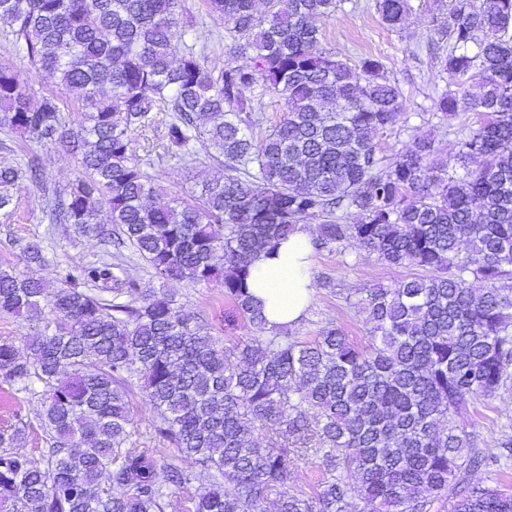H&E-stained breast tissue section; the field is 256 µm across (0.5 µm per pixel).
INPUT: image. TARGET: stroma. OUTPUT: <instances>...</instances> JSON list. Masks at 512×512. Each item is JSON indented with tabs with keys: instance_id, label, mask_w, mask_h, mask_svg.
I'll use <instances>...</instances> for the list:
<instances>
[{
	"instance_id": "obj_1",
	"label": "stroma",
	"mask_w": 512,
	"mask_h": 512,
	"mask_svg": "<svg viewBox=\"0 0 512 512\" xmlns=\"http://www.w3.org/2000/svg\"><path fill=\"white\" fill-rule=\"evenodd\" d=\"M431 2L410 0L408 20L399 31L382 24L375 0H343L335 14L319 23L321 48L353 63L365 56L379 58L387 77L398 85L404 109L391 129L375 137L381 155L389 158L405 150L414 137L431 134L436 138L439 159L452 160L462 132L476 126L480 120L478 114L462 111L445 118L434 107V99L445 89L446 83L437 75L433 55L448 49L451 39L439 33L437 14L429 9ZM184 4L199 22L196 43L207 64H224L228 53L222 37L223 21L207 16L204 0H184ZM0 63L20 72L23 86L33 100L45 95L59 98L69 129L76 134L82 131L85 112L82 101L51 75L32 72L7 29L1 27ZM168 120V113L163 112L149 129L132 131L133 146L155 184L163 188L167 196L186 199L195 194L198 182L215 174L218 167L202 156L182 159L166 155L162 144ZM32 157L39 164L41 182L36 185L23 180L13 189L14 212L10 218L0 217V265L23 267L21 245L40 243L46 260L37 267L36 274L54 286L75 264L109 258L110 252L97 241L76 234L70 225L53 223L44 209V189H65L81 176L76 158L58 143L23 137L0 124V161L22 164ZM123 269L142 289L172 294L186 313L205 321L211 335L224 344L232 345L248 336V328L233 318L220 284L169 283L132 255L125 256ZM410 273V268L392 267L374 258L352 267L343 265L336 254L313 252L312 280L328 276L336 288L332 291L315 288L307 314L296 327L297 334L316 336L327 321L333 320L356 342L367 343L365 315L358 305L359 299L365 297L368 290L392 286ZM39 406L38 396L19 394L0 384V423L25 422L23 449L36 459L45 446L37 418ZM464 419L476 431L480 447L501 455L500 468L475 471L471 475L472 482L512 493V448L500 446L501 441L512 434V388L497 397L474 401Z\"/></svg>"
}]
</instances>
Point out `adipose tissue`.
<instances>
[{"mask_svg":"<svg viewBox=\"0 0 512 512\" xmlns=\"http://www.w3.org/2000/svg\"><path fill=\"white\" fill-rule=\"evenodd\" d=\"M312 238L308 225H298L276 251L261 253L251 266L249 291L270 327L296 325L311 302Z\"/></svg>","mask_w":512,"mask_h":512,"instance_id":"1","label":"adipose tissue"}]
</instances>
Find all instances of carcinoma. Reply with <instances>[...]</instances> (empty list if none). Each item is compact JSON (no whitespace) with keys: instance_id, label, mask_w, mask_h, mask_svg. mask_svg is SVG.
I'll return each instance as SVG.
<instances>
[{"instance_id":"obj_1","label":"carcinoma","mask_w":512,"mask_h":512,"mask_svg":"<svg viewBox=\"0 0 512 512\" xmlns=\"http://www.w3.org/2000/svg\"><path fill=\"white\" fill-rule=\"evenodd\" d=\"M224 21L228 62L208 67L186 39L181 0H0V25L33 69L83 102L66 130L53 96L34 104L0 64V123L61 144L82 177L49 198L52 220L133 250L165 281L217 282L251 335L227 346L165 292L144 291L102 261L52 287L0 267V314L34 323L27 354L0 340V381L41 396L40 465L20 451L26 429L0 427V512H166L169 491L194 487L184 512H512V495L470 481L498 457L457 421L512 378V0H449L435 56L450 88L444 115L482 116L455 165L419 137L384 161L375 135L403 108L377 58L352 64L318 49L316 21L338 0H207ZM390 29L409 0H376ZM283 116L257 139L264 97ZM171 112L166 152L203 149L224 176L189 203L150 202L157 187L130 132ZM37 167L0 162V216ZM357 221L346 223V218ZM318 219L313 249L342 263L372 256L421 273L373 288L358 304L370 343L326 323L312 341L266 327L248 292L253 259ZM40 266V245L22 247ZM154 410V448L131 447L134 390ZM321 473L297 490V462Z\"/></svg>"}]
</instances>
